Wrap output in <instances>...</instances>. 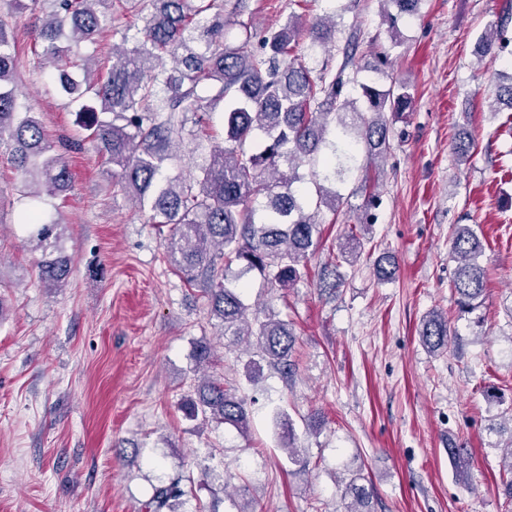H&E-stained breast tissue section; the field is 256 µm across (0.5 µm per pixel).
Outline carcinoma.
Instances as JSON below:
<instances>
[{"label": "carcinoma", "mask_w": 512, "mask_h": 512, "mask_svg": "<svg viewBox=\"0 0 512 512\" xmlns=\"http://www.w3.org/2000/svg\"><path fill=\"white\" fill-rule=\"evenodd\" d=\"M52 9L35 29V54L52 67L61 90L74 100L92 93L96 105L79 113L88 138L112 164L118 183L139 208L150 213L152 223L170 227L165 239L167 261L201 286L211 314L218 319L220 335L237 345L255 337L261 359L284 374L295 366L297 341L290 322L269 313L249 320L250 305L241 278L256 271L271 284L289 288L307 273L308 260L317 248L321 223L316 216L325 207L336 212L342 195L318 185L316 202L297 187L304 165L322 163L324 182L342 183L360 169L359 152L374 165L389 149L390 125L385 114L400 113L411 100L406 86L395 81L385 89L361 84L366 110L349 97L357 72H348L358 51L357 33L347 37L338 66L322 65L312 73L292 56L303 34L297 20L288 21L262 36L243 26L239 42L224 44V11L218 0H149L140 2L142 37L131 47L112 50V66L98 80L92 69L77 63L73 47L93 43L109 21L99 6L109 0H50ZM395 8L389 20L418 12L420 0H385ZM311 47L336 42V21L324 18L309 28ZM505 48L498 34L485 31L475 47L479 60L491 64ZM19 58L15 42L0 27V143L12 145V158L20 172L27 197L34 205L20 216L28 228L27 241L41 252L40 279L49 288L61 287L70 265L60 242L65 225L39 207L43 195L59 196L70 189L71 173L62 154L46 138L32 113L17 104L15 74ZM224 109L222 142L197 165L198 173L186 178L163 174L173 157L175 135L182 129L180 115L198 116L200 131L210 136L208 117ZM335 119L334 138L328 137L329 118ZM265 140L254 149L256 132ZM380 195L365 200V223L352 224L339 244V258L356 261L360 239L374 220ZM480 238L468 224H457L451 255L456 262L451 288L464 312L477 308L486 287V273L477 262ZM377 277L396 278L398 264L382 257ZM241 266L228 277L232 265ZM456 333L448 317L434 310L419 330L420 342L433 353L448 351ZM215 350L208 342L194 348L197 368L212 364ZM249 399L224 380L204 376L194 390L181 398L185 419L249 429ZM283 447L291 461L299 462L295 435L279 413ZM448 456L456 478L465 482L467 450L452 447ZM503 496L512 501V443L501 459ZM350 479L346 512H372V491ZM183 478L154 488L145 504L147 512H175L185 495Z\"/></svg>", "instance_id": "cac0c4a2"}]
</instances>
